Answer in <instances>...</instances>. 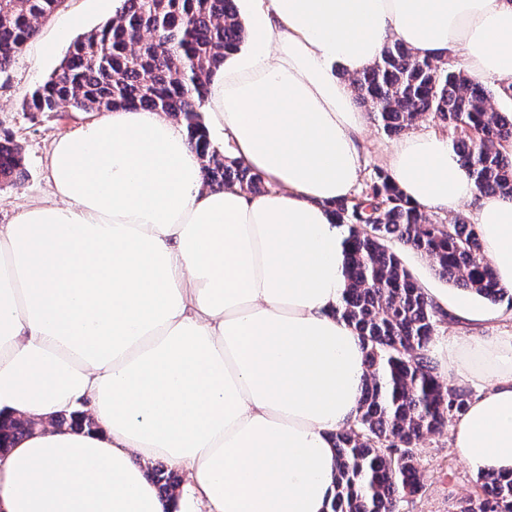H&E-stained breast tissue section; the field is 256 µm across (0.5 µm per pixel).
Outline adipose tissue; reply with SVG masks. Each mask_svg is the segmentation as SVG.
I'll return each mask as SVG.
<instances>
[{
  "mask_svg": "<svg viewBox=\"0 0 512 512\" xmlns=\"http://www.w3.org/2000/svg\"><path fill=\"white\" fill-rule=\"evenodd\" d=\"M247 43L212 76L210 139L269 182L205 187L186 128L116 109L58 138L50 200L0 224V416L38 418L0 453V512H329L333 435L355 418L360 337L334 202L361 175L348 83L398 42L512 81V0H243ZM383 165L419 209L473 207L512 292V200L479 192L447 138ZM471 323L495 307L432 297ZM477 393L451 430L473 470L512 472V332L431 346ZM89 420L76 431L57 415ZM182 473L172 495L147 474Z\"/></svg>",
  "mask_w": 512,
  "mask_h": 512,
  "instance_id": "ef3b65f1",
  "label": "adipose tissue"
}]
</instances>
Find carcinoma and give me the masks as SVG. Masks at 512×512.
Returning <instances> with one entry per match:
<instances>
[{"mask_svg":"<svg viewBox=\"0 0 512 512\" xmlns=\"http://www.w3.org/2000/svg\"><path fill=\"white\" fill-rule=\"evenodd\" d=\"M64 2L0 0V73ZM244 38L236 0H125L120 14L72 43L60 67L21 109L160 112L186 126L207 185L260 193L263 177L212 149L201 115L211 75ZM352 85L358 102L390 134L419 118L459 132L455 150L477 190L512 198V156L502 151L512 143V118L494 104L496 98L512 101V84L491 90L391 42ZM20 168L17 148L0 142V181L12 180ZM333 210L347 226L348 254L336 312L360 336L367 373L353 424L334 434L338 464L330 512H400L421 491V441L464 412L473 391L444 383L431 365L430 343L444 319L403 265L399 248L429 259L440 278L493 305L512 306V293L499 285L475 224L462 217L433 223L385 172L368 191L335 202ZM28 431V424L15 419L0 422V451ZM151 476L164 495L178 485L164 469H153ZM458 512H512V473L479 475Z\"/></svg>","mask_w":512,"mask_h":512,"instance_id":"cac0c4a2","label":"carcinoma"}]
</instances>
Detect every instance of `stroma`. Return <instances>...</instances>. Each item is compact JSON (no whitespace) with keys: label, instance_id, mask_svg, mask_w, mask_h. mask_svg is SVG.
Masks as SVG:
<instances>
[{"label":"stroma","instance_id":"35a3bbf8","mask_svg":"<svg viewBox=\"0 0 512 512\" xmlns=\"http://www.w3.org/2000/svg\"><path fill=\"white\" fill-rule=\"evenodd\" d=\"M112 16V0H66L63 8L43 23L8 72L0 74V138H10L21 152L24 176L16 184L0 185V224L10 223L21 205L47 200L48 157L60 136L77 125L69 108L56 112H24L21 100L59 68L71 40L97 28ZM70 24L67 40L57 38ZM366 162L357 186L365 192L383 164L384 151L396 143L374 113L365 115ZM422 490L403 512H457L461 498L475 489L477 474L453 453L449 432L428 437L417 450Z\"/></svg>","mask_w":512,"mask_h":512}]
</instances>
